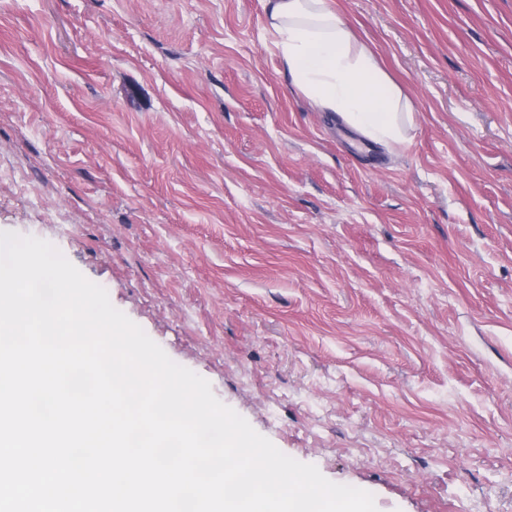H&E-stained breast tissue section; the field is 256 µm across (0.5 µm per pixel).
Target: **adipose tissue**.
Instances as JSON below:
<instances>
[{
  "instance_id": "1",
  "label": "adipose tissue",
  "mask_w": 512,
  "mask_h": 512,
  "mask_svg": "<svg viewBox=\"0 0 512 512\" xmlns=\"http://www.w3.org/2000/svg\"><path fill=\"white\" fill-rule=\"evenodd\" d=\"M267 29L292 85L365 139H407L412 105L330 0H267Z\"/></svg>"
}]
</instances>
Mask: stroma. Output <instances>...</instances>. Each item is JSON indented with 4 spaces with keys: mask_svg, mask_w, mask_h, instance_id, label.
Segmentation results:
<instances>
[{
    "mask_svg": "<svg viewBox=\"0 0 512 512\" xmlns=\"http://www.w3.org/2000/svg\"><path fill=\"white\" fill-rule=\"evenodd\" d=\"M332 3L404 144L312 107L265 0H0V231L378 512H512V0Z\"/></svg>",
    "mask_w": 512,
    "mask_h": 512,
    "instance_id": "35a3bbf8",
    "label": "stroma"
}]
</instances>
